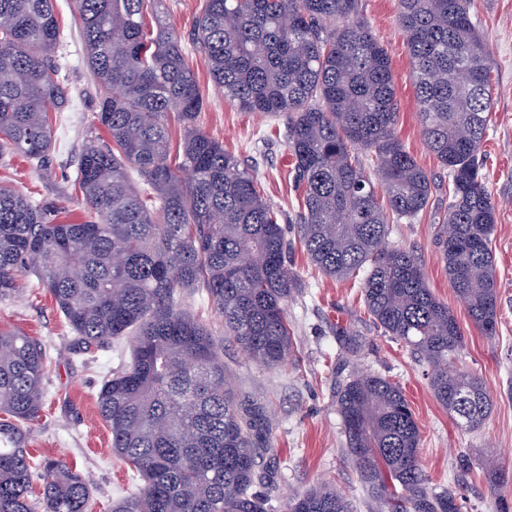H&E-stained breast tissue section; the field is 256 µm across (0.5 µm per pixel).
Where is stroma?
<instances>
[{"label": "stroma", "instance_id": "35a3bbf8", "mask_svg": "<svg viewBox=\"0 0 512 512\" xmlns=\"http://www.w3.org/2000/svg\"><path fill=\"white\" fill-rule=\"evenodd\" d=\"M62 42L55 55L58 75L68 81V108L53 128V146L45 166L19 157L0 160V184L37 200L55 203L65 217L81 220L87 204L75 185L84 138L99 133L94 83L85 63L84 42L73 0H55ZM397 0H361V17L387 49L395 76L399 119L396 134L433 177V193L421 220L391 224L390 245L416 251L426 282L454 313L464 336L458 364L482 378L491 413L476 431L461 429L432 394L424 369L410 350L384 336L363 303L359 284L338 281L310 265L298 242L301 197L292 181L283 119L241 111L214 89L204 56L185 47L204 97L199 125L255 170L265 197L280 213L289 245L288 268L295 291L288 304L295 353L276 369L253 361L224 336V323L201 294L185 296L184 309L202 318L220 341L224 365L235 394L266 412L270 429L265 461L270 472L253 490L267 500L269 512H285L289 497L317 482L332 484L354 512H369L368 493L344 446L336 411V364L344 352L337 326L361 337L358 369L399 384L421 433L420 458L432 482L455 488L460 512H512V0H475V20L489 50L493 106L482 146L489 192L498 204L491 247L497 268L499 316L496 334L482 335L448 284L437 245L438 219L448 206V173L429 150L418 121L419 106L409 78L410 57L398 25ZM20 290L0 300V323L40 340L55 358L46 380V401L28 442L32 455L76 463L92 483L93 512H110L113 500L135 488L126 464L112 452L108 427L97 408L104 380L120 367L111 349L84 353L60 309L34 272L22 274ZM494 457L507 483L492 486L487 457Z\"/></svg>", "mask_w": 512, "mask_h": 512}]
</instances>
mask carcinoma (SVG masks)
Here are the masks:
<instances>
[{
	"label": "carcinoma",
	"instance_id": "1",
	"mask_svg": "<svg viewBox=\"0 0 512 512\" xmlns=\"http://www.w3.org/2000/svg\"><path fill=\"white\" fill-rule=\"evenodd\" d=\"M151 2L74 0L97 121L109 137L92 136L80 149L78 180L92 216L62 220L55 206L0 185V300L32 269L78 342L133 339L129 364L97 396L112 452L138 481L112 512H267L266 499L251 492L265 415L231 392L221 350L182 309V292L202 289L224 317V334L253 360L279 367L294 353L287 242L249 168L199 127V82ZM399 4L419 122L448 169L440 255L471 324L492 337L496 203L479 164L493 104L488 47L474 0ZM191 40L225 99L286 118L302 190L298 232L311 264L359 281L377 327L425 365L457 425L481 428L491 399L479 377L456 366L463 335L455 315L431 292L417 256L387 243L390 220L413 222L427 209L432 176L396 136L391 60L359 18V0H204ZM59 44L53 0H0V159L49 155L53 114L70 100L51 65ZM171 116L182 131L175 167ZM361 152L373 161L382 199ZM336 336L357 353L353 332L338 327ZM50 365L40 342L0 327V512H91L79 471L36 461L25 448ZM335 400L374 512H459L456 492L433 486L423 469L419 426L398 384L352 369L336 380ZM286 512L353 510L320 483L290 499Z\"/></svg>",
	"mask_w": 512,
	"mask_h": 512
}]
</instances>
